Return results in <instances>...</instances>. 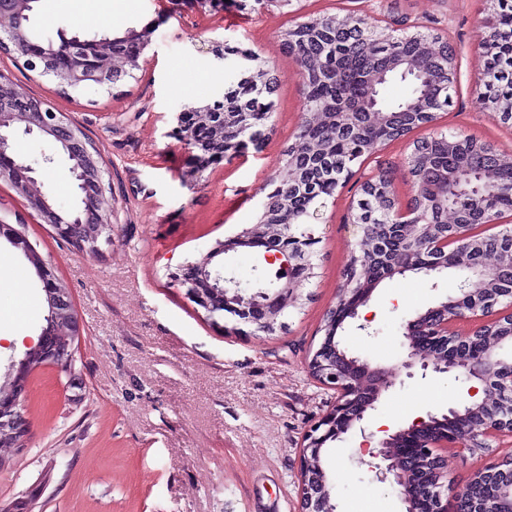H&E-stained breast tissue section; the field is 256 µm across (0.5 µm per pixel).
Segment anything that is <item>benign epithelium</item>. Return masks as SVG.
Masks as SVG:
<instances>
[{
  "mask_svg": "<svg viewBox=\"0 0 512 512\" xmlns=\"http://www.w3.org/2000/svg\"><path fill=\"white\" fill-rule=\"evenodd\" d=\"M29 0H0V51L13 42L11 26L16 16L25 11ZM88 41L78 37L61 38L67 51V66L55 73L62 83L79 87L105 84L112 76L106 60L114 56L112 38L93 41L99 53L97 66L84 63V48ZM224 118L210 125L215 157L223 156ZM46 136L53 147L68 161L78 158L79 165L69 166L74 196L69 207L62 208L46 196L47 186L35 177L36 169L16 150L17 133ZM0 157L10 163L0 167V182H8L25 200L39 199L37 214L44 223L60 230L65 238L84 248L100 243L108 220L100 213L99 203L107 186L101 158L91 148L82 130L67 118L44 106L40 100H29L12 80L0 73ZM398 233L403 236V249L381 270L383 276L404 274L409 269L406 256L417 249L433 254L453 252L459 256L480 248L479 236L470 229L441 234L433 224H420L409 213H393ZM5 238L28 259L36 248L17 228L0 218V238ZM240 248L263 251L269 265L286 272L287 279L276 286L254 282V291L242 286L235 277L219 269L221 258ZM303 246L288 249L285 226L251 232L245 228L211 248L199 261L181 266L176 282L186 287L189 299L200 296V289H210L204 298L211 305V296L221 298L222 311L254 327L257 332L271 328L286 306L296 297V291L310 278V266L305 263ZM503 259L483 262L466 270L458 295L441 300L417 311L401 323L402 346L405 356L397 366H383L343 348L337 336H328L305 359L307 373L319 383L336 389V402L305 436L299 461L301 487L299 512H336L332 502L334 485L328 459L331 442H343L358 431L365 433V420L376 410L382 395L416 371L421 377L427 372H455L467 381H475L469 396L472 400L437 415L432 412L414 418L406 427L394 431L385 426L378 429L372 457L376 477L393 479L399 486L398 495L405 512H512V467L491 462L477 471L463 486L448 478V459L442 450L448 446L459 456L472 455L489 447L488 441L500 436L512 437V413L503 415L502 404L512 397V357L503 356L505 345H512V306L507 310L492 309L498 302V290L490 287L499 275ZM44 262L37 263L36 272L42 283L45 302L61 323L41 329L32 350L46 365L64 368L72 352L64 346V337L78 339L83 327L75 313L70 293L54 276L44 271ZM372 288L351 287L345 277L339 289L335 312L345 305L349 295L359 296L347 316L336 322L344 328L347 320L358 318V308L366 304ZM466 321L473 327L462 334H451L449 326ZM30 363H13L0 384V447L15 448L27 436L28 426L21 412L26 397Z\"/></svg>",
  "mask_w": 512,
  "mask_h": 512,
  "instance_id": "benign-epithelium-1",
  "label": "benign epithelium"
}]
</instances>
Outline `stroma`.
Here are the masks:
<instances>
[{"mask_svg": "<svg viewBox=\"0 0 512 512\" xmlns=\"http://www.w3.org/2000/svg\"><path fill=\"white\" fill-rule=\"evenodd\" d=\"M490 0H303L313 22L352 14L383 34L424 26L455 47L459 79L448 111L430 130L464 133L512 155V127L473 92L486 56L474 31ZM291 20L279 5L256 0H125L76 20L66 0H36L33 35L58 30L120 34L148 27L151 42L138 69L111 92L95 89L64 97L54 82L0 53V71L27 94L79 124L105 164L112 191V243L83 256L41 221L24 198L0 182V218L23 225L30 242L69 290L84 333L71 371L34 370L23 414L29 436L0 469V506L22 502L26 512H298L299 458L307 430L336 392L305 369L309 349L337 301L357 233L347 220L364 180L390 170L399 205L412 195L408 140L372 148L356 176L326 200L314 227L318 265L301 286V309L268 336L234 318L216 324L173 280L185 263L257 220L264 188L290 177L284 147L305 116L302 78L285 54L282 34ZM250 49L282 75L274 95L271 132L261 146L212 165L201 180H183L191 151L177 133L182 109L216 98L224 81L220 49ZM59 202L69 185L62 159L45 162L49 143L19 140ZM460 276L397 275L382 281L359 309L358 324L338 336L349 350L392 366L402 357L399 326L407 315L455 294ZM30 295L35 315L20 318L17 299ZM46 313L41 284L22 252L0 240V329L35 342ZM469 382L428 373L385 393L366 426L396 427L468 401ZM360 434L331 450L337 512H402L395 488L360 460ZM512 458V438L488 452L449 454L451 475L464 485L490 461Z\"/></svg>", "mask_w": 512, "mask_h": 512, "instance_id": "1", "label": "stroma"}]
</instances>
